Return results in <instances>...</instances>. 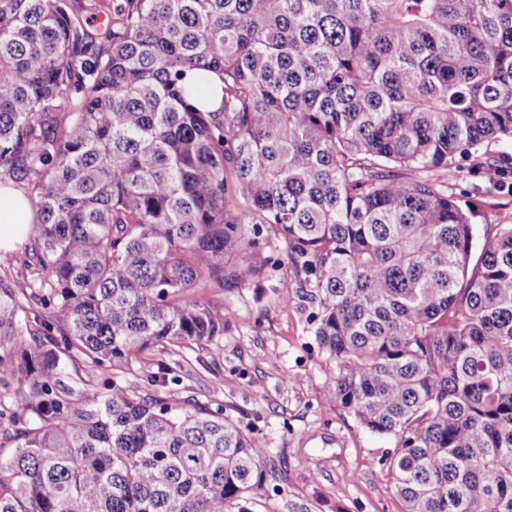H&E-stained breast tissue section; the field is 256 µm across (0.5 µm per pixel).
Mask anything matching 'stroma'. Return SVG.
Masks as SVG:
<instances>
[{
  "instance_id": "35a3bbf8",
  "label": "stroma",
  "mask_w": 512,
  "mask_h": 512,
  "mask_svg": "<svg viewBox=\"0 0 512 512\" xmlns=\"http://www.w3.org/2000/svg\"><path fill=\"white\" fill-rule=\"evenodd\" d=\"M450 188L473 213L476 244H483L495 225L512 224V193L475 175L471 161L463 162ZM32 246L28 240L8 252L0 275L14 294L18 329L34 333L38 320L53 309L31 297L40 269L23 266L22 259ZM233 261L260 265L263 272L230 290L197 293L231 310L224 335L155 355L133 365V374L147 380L175 368L177 396L222 404L225 414L263 442L280 474L276 490L251 497L249 512H402L384 465L395 441L363 429L329 401L334 367L320 351L305 312L282 286L294 277L285 253L248 249Z\"/></svg>"
}]
</instances>
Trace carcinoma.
I'll return each mask as SVG.
<instances>
[{
    "label": "carcinoma",
    "instance_id": "carcinoma-1",
    "mask_svg": "<svg viewBox=\"0 0 512 512\" xmlns=\"http://www.w3.org/2000/svg\"><path fill=\"white\" fill-rule=\"evenodd\" d=\"M89 2L94 27L74 0H0V171L56 309L33 345L0 285V380L29 415L0 408V512H246L275 471L224 406L171 399L166 373L110 395L61 376L224 335L194 294L254 278L224 258L261 245L329 397L396 440L404 512H512V224L476 256L448 192L512 141V0ZM214 76L202 110L188 81Z\"/></svg>",
    "mask_w": 512,
    "mask_h": 512
}]
</instances>
